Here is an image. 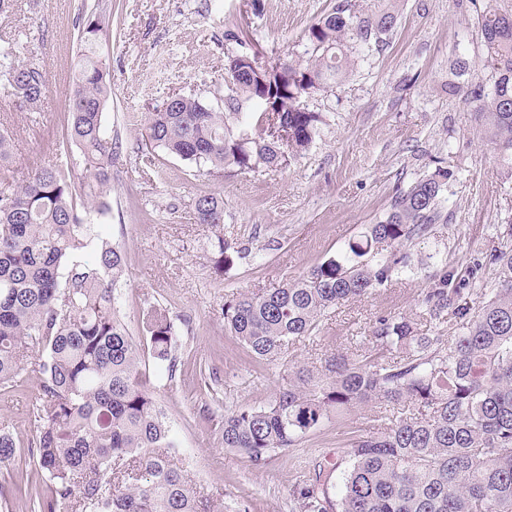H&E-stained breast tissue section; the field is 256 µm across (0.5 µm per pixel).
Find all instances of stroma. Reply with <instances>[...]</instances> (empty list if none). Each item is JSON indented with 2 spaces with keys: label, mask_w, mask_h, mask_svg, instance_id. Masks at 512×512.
<instances>
[{
  "label": "stroma",
  "mask_w": 512,
  "mask_h": 512,
  "mask_svg": "<svg viewBox=\"0 0 512 512\" xmlns=\"http://www.w3.org/2000/svg\"><path fill=\"white\" fill-rule=\"evenodd\" d=\"M97 0H14L0 14V43L29 39L50 79L33 111L0 97V127L12 134L6 178L27 176L30 161L55 163L49 139L68 119V70L78 44L80 5ZM338 0H112V31L98 43L112 93L102 114L119 142L110 208L92 213L95 234L119 244L124 276L114 293L130 332L150 303L170 308L180 333L172 376L158 375L155 395L176 438L193 485L224 502V512H292L298 476L325 459L346 468V445L372 430L374 419L406 414L400 404L369 403L340 412L286 454L256 466L224 450L221 417L229 407H257L287 386L293 366H317L366 342L381 315H414L423 291L446 269L463 272L498 241L496 225L512 222V165L503 160L449 85L486 81L485 49L472 0H395L397 26L379 51L359 59L342 82L303 95L320 113L312 145L287 168L223 175L146 145L140 129L168 98L196 95L224 106L229 55L261 50L266 58L307 61L308 29ZM241 34L226 40L227 31ZM471 62L456 74V58ZM448 169L444 221L410 248L411 269L360 300L338 304L319 329L282 360H253L224 329L226 295L281 287L336 256L389 209L396 190ZM224 200V237L246 248L215 273L209 232L196 224L193 202ZM28 379L0 388V424L20 448L0 464V512H30L24 489L41 486L28 456V410L39 393Z\"/></svg>",
  "instance_id": "stroma-1"
}]
</instances>
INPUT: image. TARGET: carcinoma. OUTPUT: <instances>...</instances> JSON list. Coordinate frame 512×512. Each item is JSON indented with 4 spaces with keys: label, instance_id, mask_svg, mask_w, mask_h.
<instances>
[{
    "label": "carcinoma",
    "instance_id": "1",
    "mask_svg": "<svg viewBox=\"0 0 512 512\" xmlns=\"http://www.w3.org/2000/svg\"><path fill=\"white\" fill-rule=\"evenodd\" d=\"M77 20L66 134L48 148H77L79 164L34 163L22 185L0 189V386L40 382L29 409L28 452L45 488L29 493L31 512H224L176 461L177 442L142 370L139 345L114 304L121 249L103 240L94 262L80 260L90 244L88 215L109 207L117 153L102 125L110 70L96 52L112 5H82ZM397 20L387 7L365 16L341 0L310 26L312 60L288 66V110L276 121L285 137L272 129L260 83L246 73L225 93L224 111L178 96L147 113L140 134L215 174L226 165L284 169L318 129L317 113L303 111L297 98L345 77L349 47L379 49ZM479 25L489 84L454 85L449 93H463L489 141L512 161V13L485 0ZM49 88L29 42L0 44V93L29 110ZM447 184L448 169L436 168L395 193L385 216L339 256L272 291L227 296L225 328L256 361L281 359L318 330L327 310L367 297L410 267L403 247L442 220ZM194 219L211 233L214 263L223 265L236 249L224 238L223 198L198 196ZM496 235L498 246L467 274L444 270L424 292L419 316L432 333L419 332L412 317H378L367 344L320 368L296 367L264 406L225 412L224 448L264 465L342 410L376 400L407 403L409 414L383 431L350 439L336 498L328 492L333 467L320 465L314 477L296 482L298 512H512V225ZM488 267L498 274L495 288L480 285ZM450 315L457 326L451 343L442 331ZM139 328L156 364L173 377L178 346L169 309H142ZM38 349L46 358L35 356ZM17 449L1 426L0 463Z\"/></svg>",
    "mask_w": 512,
    "mask_h": 512
}]
</instances>
